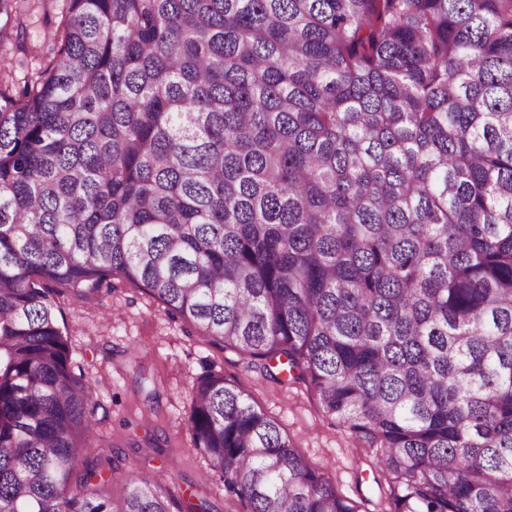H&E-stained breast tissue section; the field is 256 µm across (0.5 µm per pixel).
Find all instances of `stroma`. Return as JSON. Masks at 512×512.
<instances>
[{
	"mask_svg": "<svg viewBox=\"0 0 512 512\" xmlns=\"http://www.w3.org/2000/svg\"><path fill=\"white\" fill-rule=\"evenodd\" d=\"M64 0H19L21 36L0 38V66L23 85L57 62L51 36ZM59 320L68 328L73 373L96 389L95 436L112 450L104 474L148 472L165 480L176 459L180 485L202 484L211 512H248L224 492L207 458L192 445L188 394L199 377L224 375L280 425L310 462L326 466L340 493L359 512H389L386 486L377 485L372 452L320 408L303 382L265 376L259 363L210 345L195 329L169 316L163 304L141 289L117 284L101 302L61 295Z\"/></svg>",
	"mask_w": 512,
	"mask_h": 512,
	"instance_id": "stroma-1",
	"label": "stroma"
}]
</instances>
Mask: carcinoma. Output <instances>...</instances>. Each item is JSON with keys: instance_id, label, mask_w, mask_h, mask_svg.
<instances>
[{"instance_id": "cac0c4a2", "label": "carcinoma", "mask_w": 512, "mask_h": 512, "mask_svg": "<svg viewBox=\"0 0 512 512\" xmlns=\"http://www.w3.org/2000/svg\"><path fill=\"white\" fill-rule=\"evenodd\" d=\"M18 0H0V37ZM0 79V512H210L81 457L54 296L128 282L313 392L393 512H512V0H65ZM194 447L249 512H357L221 374Z\"/></svg>"}]
</instances>
